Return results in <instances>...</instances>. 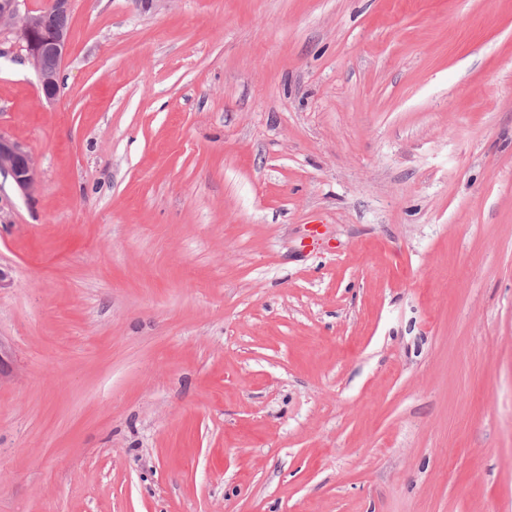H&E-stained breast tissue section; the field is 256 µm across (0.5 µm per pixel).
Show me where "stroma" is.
<instances>
[{
	"label": "stroma",
	"mask_w": 512,
	"mask_h": 512,
	"mask_svg": "<svg viewBox=\"0 0 512 512\" xmlns=\"http://www.w3.org/2000/svg\"><path fill=\"white\" fill-rule=\"evenodd\" d=\"M0 23V512H512V0ZM25 4L24 0H1L0 1V20L19 19L17 27L21 47L26 54L38 77L40 97L46 103H55L62 91V84L59 79L60 68L66 59L69 51V18L65 16L71 14V0H52L51 6L55 9H49L46 6L42 14V29L45 37H53L60 31V35L51 41H44L40 38L38 32L40 29V13L25 10L21 15L20 5ZM60 13V14H59ZM64 14V15H62ZM67 30V32H63ZM53 59L57 67L54 71L46 68L45 62ZM0 173L10 175L16 185L27 193L32 192L36 186V166L33 157L1 135Z\"/></svg>",
	"instance_id": "1"
}]
</instances>
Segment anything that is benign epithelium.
<instances>
[{
	"mask_svg": "<svg viewBox=\"0 0 512 512\" xmlns=\"http://www.w3.org/2000/svg\"><path fill=\"white\" fill-rule=\"evenodd\" d=\"M24 0H0V20H19L17 27L21 47L38 77L40 97L46 103L56 102L62 91L60 69L50 71L45 62L52 59L62 65L69 51V33L62 32L51 41L39 36L40 16L32 11L20 12ZM0 173L12 177L16 185L30 193L36 186V166L33 157L18 145L0 135Z\"/></svg>",
	"mask_w": 512,
	"mask_h": 512,
	"instance_id": "1",
	"label": "benign epithelium"
}]
</instances>
